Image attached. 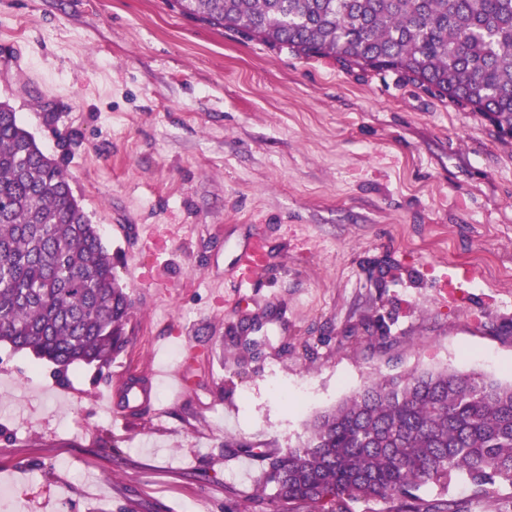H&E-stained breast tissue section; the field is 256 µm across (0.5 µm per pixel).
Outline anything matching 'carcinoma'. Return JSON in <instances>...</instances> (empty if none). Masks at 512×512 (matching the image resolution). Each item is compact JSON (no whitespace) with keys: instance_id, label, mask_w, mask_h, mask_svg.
<instances>
[{"instance_id":"1","label":"carcinoma","mask_w":512,"mask_h":512,"mask_svg":"<svg viewBox=\"0 0 512 512\" xmlns=\"http://www.w3.org/2000/svg\"><path fill=\"white\" fill-rule=\"evenodd\" d=\"M185 15L304 57L393 70L512 125V0H174ZM132 302L62 161L0 106V340L54 364L112 363ZM256 459L268 496L253 512H469L447 497L464 478L512 488V383L476 372H410L366 383L316 415L284 452L224 442ZM435 484L432 499L418 495Z\"/></svg>"}]
</instances>
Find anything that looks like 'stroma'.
Wrapping results in <instances>:
<instances>
[{
    "label": "stroma",
    "mask_w": 512,
    "mask_h": 512,
    "mask_svg": "<svg viewBox=\"0 0 512 512\" xmlns=\"http://www.w3.org/2000/svg\"><path fill=\"white\" fill-rule=\"evenodd\" d=\"M1 102L63 159L134 309L102 370L0 341V512H248L262 469L225 438L286 451L375 377L512 381V138L479 113L173 0H0ZM122 376L151 405L106 402ZM448 496L512 512L507 486ZM265 261L264 245L260 238L242 246L236 255L238 288H252L254 279Z\"/></svg>",
    "instance_id": "stroma-1"
}]
</instances>
